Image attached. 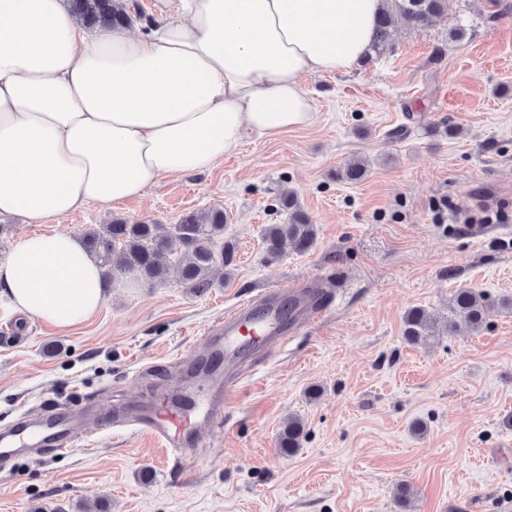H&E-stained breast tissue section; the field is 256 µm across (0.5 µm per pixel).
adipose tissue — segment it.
<instances>
[{
	"label": "adipose tissue",
	"instance_id": "adipose-tissue-1",
	"mask_svg": "<svg viewBox=\"0 0 512 512\" xmlns=\"http://www.w3.org/2000/svg\"><path fill=\"white\" fill-rule=\"evenodd\" d=\"M383 0H152L88 39L67 0H0V217L54 222L213 170L247 133L316 121L306 81L353 70ZM0 293L67 329L105 300L79 238L28 235Z\"/></svg>",
	"mask_w": 512,
	"mask_h": 512
}]
</instances>
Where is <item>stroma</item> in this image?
I'll use <instances>...</instances> for the list:
<instances>
[{
  "label": "stroma",
  "instance_id": "35a3bbf8",
  "mask_svg": "<svg viewBox=\"0 0 512 512\" xmlns=\"http://www.w3.org/2000/svg\"><path fill=\"white\" fill-rule=\"evenodd\" d=\"M459 25L465 37L449 40ZM308 86L314 126L246 134L211 173L53 224L0 220L2 256L27 235L80 237L116 216L175 224L218 206L235 248L205 292L174 271L111 283L70 329L0 296L12 335L0 339V429L55 402L88 412L209 383L202 331L225 310L301 280L326 294L281 350L241 355L249 380L181 462L127 429L81 436L64 454L0 467V512H400L402 484L409 512H512V0H449L429 27L395 24L383 55ZM357 158L366 177L340 179ZM288 193L316 244L271 259L261 231L287 222ZM462 287L493 305L479 329L448 325ZM413 307L437 322L415 345L403 338ZM291 415L305 436L288 456L278 434Z\"/></svg>",
  "mask_w": 512,
  "mask_h": 512
}]
</instances>
